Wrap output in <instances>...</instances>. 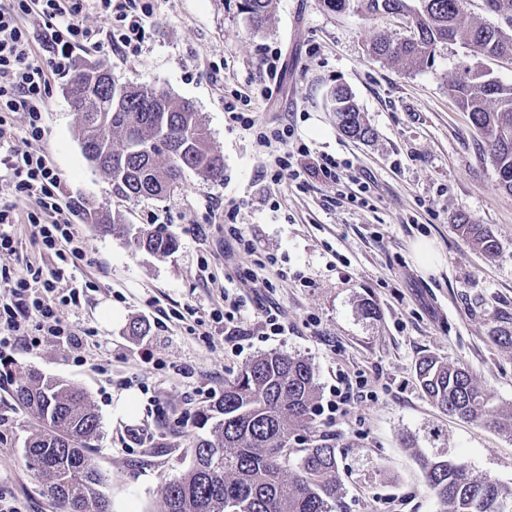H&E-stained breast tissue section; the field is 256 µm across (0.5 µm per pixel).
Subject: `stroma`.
Returning a JSON list of instances; mask_svg holds the SVG:
<instances>
[{
	"mask_svg": "<svg viewBox=\"0 0 512 512\" xmlns=\"http://www.w3.org/2000/svg\"><path fill=\"white\" fill-rule=\"evenodd\" d=\"M137 3L153 11L139 56L104 46L78 57L104 60L124 82L190 103L224 158V177L206 183L186 173L181 189L164 200L113 197L81 153L62 77L52 84L41 140H28L23 115L13 116L15 136L0 144V156L26 146L47 152L62 175L64 203L81 196L125 223L162 226L177 237L178 249L159 258L77 221L92 262L57 281L55 294L68 295L85 278L97 283V291L79 305H61L59 314L72 327L92 330L85 356L102 369L77 365L53 341L18 349L0 365V493L21 512H62L24 457L36 421L14 398L21 372L36 369L88 393L101 420L89 453L111 512H158L166 481L190 467L192 444L206 433L203 410L242 367L269 352L311 362L319 403L329 399L339 374L355 381L343 412H315L289 441L298 450L321 442L335 447L338 512H441L422 469L423 458L437 453L512 486V435L445 415L416 380L417 362L432 355L470 369L491 407H512V348L494 341L499 331H512V194L448 94L466 65L512 85V58L488 61L449 42L429 64L392 65L370 55V40L379 30L409 35L410 17L354 5L332 12L323 0H275L260 30L242 13L241 0ZM270 49L279 53L281 73L267 100L259 82ZM339 84L372 127L368 140L347 138L337 127L330 91ZM235 90L251 95L269 128L293 120L296 143L352 160L371 186L368 207L338 200L314 178L300 188L273 182L254 137L226 120L224 100ZM229 199L241 207L238 222L253 251L232 263L224 255ZM463 218L497 238L495 257L459 235ZM14 233L16 250L0 255V268L19 275L30 263L52 266L28 225H16ZM422 238L434 245L438 271L418 261L414 244ZM268 254L276 266L260 271L258 280L246 276L253 259ZM230 274L245 301L241 322L250 335L242 344L220 330L203 340L181 322L160 323L164 309L210 319L224 307L220 288ZM268 305L283 311L287 335H263ZM110 309L122 319L107 326ZM136 320L149 324L148 335H132ZM125 390L135 393L137 405L127 423L110 412ZM131 428L148 432L144 446L131 444Z\"/></svg>",
	"mask_w": 512,
	"mask_h": 512,
	"instance_id": "obj_1",
	"label": "stroma"
}]
</instances>
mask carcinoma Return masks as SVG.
Returning a JSON list of instances; mask_svg holds the SVG:
<instances>
[{"label":"carcinoma","instance_id":"1","mask_svg":"<svg viewBox=\"0 0 512 512\" xmlns=\"http://www.w3.org/2000/svg\"><path fill=\"white\" fill-rule=\"evenodd\" d=\"M485 2L504 26L469 19L463 0H360L371 14L407 12L414 25L404 39L377 33L369 52L393 64L419 66L438 45L455 41L484 58H511L512 0ZM272 5L273 0H242L241 8L260 29L271 18ZM82 67L73 69L66 95L82 154L109 181L113 196L162 200L179 189L187 170L205 182L223 177V156L191 105L115 75L112 84L97 87L94 94L77 95L72 86ZM448 91L488 145L500 184L512 194V85L467 69ZM332 98L340 131L355 140L370 138L372 128L348 88L336 86ZM74 205L102 235L122 237L158 257L177 249V239L158 228L125 224L83 197ZM456 230L487 257L499 251L482 224L463 217ZM416 375L429 401L446 414L512 435V409L492 412L470 370L429 355L419 360ZM15 397L38 421L25 442L27 465L63 512H109V501L96 489L101 473L87 455L86 444L101 428L88 393L29 370L19 377ZM316 400L315 375L306 360L277 352L256 357L207 409L205 419L214 420L210 436L196 440L192 466L164 485L160 512H333L341 490L336 449L316 444L290 463V429L310 422ZM422 468L444 512H503V506H512V486L473 475L462 460L435 456L424 459Z\"/></svg>","mask_w":512,"mask_h":512}]
</instances>
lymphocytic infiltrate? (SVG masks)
Segmentation results:
<instances>
[{"instance_id": "obj_1", "label": "lymphocytic infiltrate", "mask_w": 512, "mask_h": 512, "mask_svg": "<svg viewBox=\"0 0 512 512\" xmlns=\"http://www.w3.org/2000/svg\"><path fill=\"white\" fill-rule=\"evenodd\" d=\"M91 13L102 19L101 27L86 24ZM31 15L42 21L43 38H35L28 29L26 19ZM145 24V14L132 12L128 0H0V141L13 138L7 117L18 112L27 119L30 137L42 138L51 79L71 70L76 48L105 44L125 55L138 54ZM224 110L233 125L252 132L259 146L268 149L273 180L286 177L300 185L312 175L337 186L355 181L359 193L353 201L367 205L371 187L357 181L353 161L323 154L314 164L303 165L309 148L302 145L294 152L288 148L295 134L293 124L267 129L254 112L238 108L232 100L225 102ZM0 164L8 176L7 190L32 203L23 219L33 237L58 260L50 272L33 267L27 277L17 280L0 273V354L39 345L48 337L70 353H81L84 341L79 330L61 320L53 298L54 280L89 258V247L60 200L61 176L42 151L17 148Z\"/></svg>"}]
</instances>
